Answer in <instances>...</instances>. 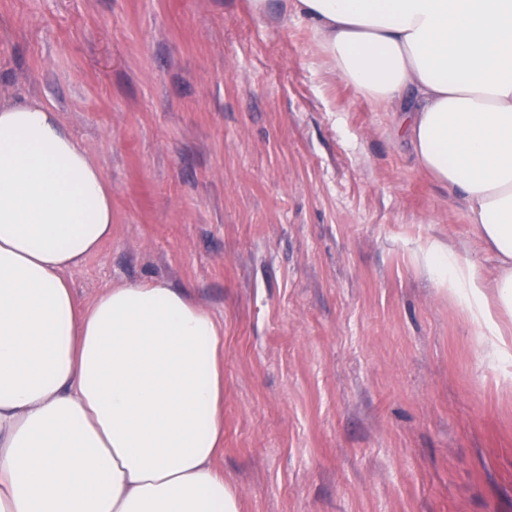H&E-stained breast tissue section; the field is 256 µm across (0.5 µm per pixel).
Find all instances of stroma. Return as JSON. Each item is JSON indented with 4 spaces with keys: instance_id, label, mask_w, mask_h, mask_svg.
Masks as SVG:
<instances>
[{
    "instance_id": "obj_1",
    "label": "stroma",
    "mask_w": 512,
    "mask_h": 512,
    "mask_svg": "<svg viewBox=\"0 0 512 512\" xmlns=\"http://www.w3.org/2000/svg\"><path fill=\"white\" fill-rule=\"evenodd\" d=\"M59 112L112 187L79 299L162 279L224 322L244 512H512V318L487 346L414 259L485 279L460 201L293 12L247 0H0V103Z\"/></svg>"
}]
</instances>
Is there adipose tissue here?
Segmentation results:
<instances>
[{
  "label": "adipose tissue",
  "instance_id": "ef3b65f1",
  "mask_svg": "<svg viewBox=\"0 0 512 512\" xmlns=\"http://www.w3.org/2000/svg\"><path fill=\"white\" fill-rule=\"evenodd\" d=\"M318 56L391 110L458 196L493 281L419 253L492 349L512 315V0H291ZM112 238V188L60 115L0 106V512H242L224 447V324L163 280L81 304L67 278ZM494 288L495 304L486 300Z\"/></svg>",
  "mask_w": 512,
  "mask_h": 512
}]
</instances>
